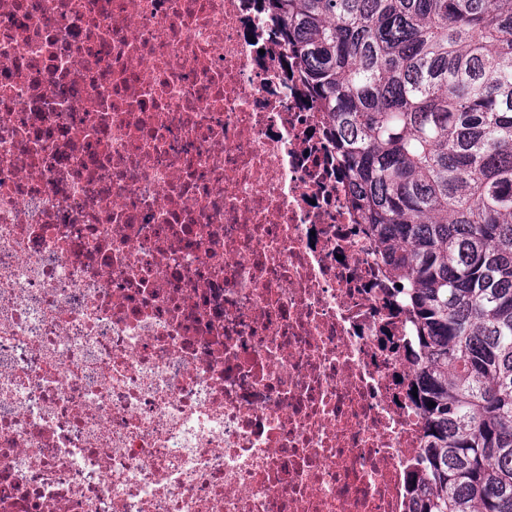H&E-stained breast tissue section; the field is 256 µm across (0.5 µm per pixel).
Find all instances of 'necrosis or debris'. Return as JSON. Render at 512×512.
<instances>
[{
	"label": "necrosis or debris",
	"instance_id": "4bbe7bcc",
	"mask_svg": "<svg viewBox=\"0 0 512 512\" xmlns=\"http://www.w3.org/2000/svg\"><path fill=\"white\" fill-rule=\"evenodd\" d=\"M251 0H0V512H413L407 313Z\"/></svg>",
	"mask_w": 512,
	"mask_h": 512
}]
</instances>
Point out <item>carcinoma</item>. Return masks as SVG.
<instances>
[{"mask_svg":"<svg viewBox=\"0 0 512 512\" xmlns=\"http://www.w3.org/2000/svg\"><path fill=\"white\" fill-rule=\"evenodd\" d=\"M262 2L409 290L416 512H512V0Z\"/></svg>","mask_w":512,"mask_h":512,"instance_id":"obj_1","label":"carcinoma"}]
</instances>
